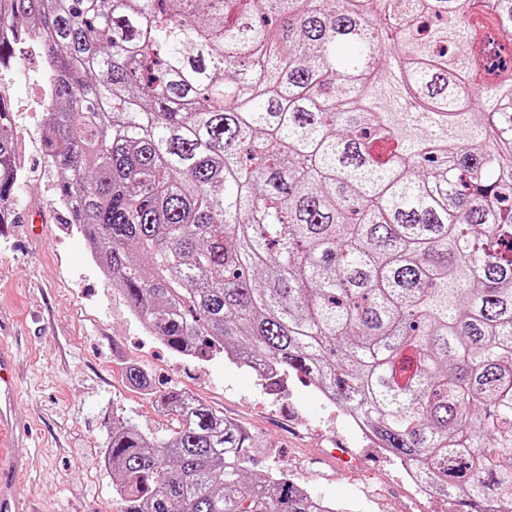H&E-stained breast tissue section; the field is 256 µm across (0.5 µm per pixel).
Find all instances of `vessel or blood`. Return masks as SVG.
<instances>
[{"label": "vessel or blood", "mask_w": 512, "mask_h": 512, "mask_svg": "<svg viewBox=\"0 0 512 512\" xmlns=\"http://www.w3.org/2000/svg\"><path fill=\"white\" fill-rule=\"evenodd\" d=\"M13 364L11 352L0 345V512H28L14 492V480L22 462L10 451L19 437L14 417L17 385Z\"/></svg>", "instance_id": "b4317fda"}]
</instances>
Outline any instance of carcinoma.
<instances>
[{"label":"carcinoma","instance_id":"1","mask_svg":"<svg viewBox=\"0 0 512 512\" xmlns=\"http://www.w3.org/2000/svg\"><path fill=\"white\" fill-rule=\"evenodd\" d=\"M14 18L47 39L56 203L146 332L301 373L426 488L512 512V0H0V62ZM154 398L170 437L112 419L121 512H339Z\"/></svg>","mask_w":512,"mask_h":512}]
</instances>
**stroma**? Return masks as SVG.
Returning a JSON list of instances; mask_svg holds the SVG:
<instances>
[{
	"label": "stroma",
	"instance_id": "35a3bbf8",
	"mask_svg": "<svg viewBox=\"0 0 512 512\" xmlns=\"http://www.w3.org/2000/svg\"><path fill=\"white\" fill-rule=\"evenodd\" d=\"M0 100L12 112L24 179L0 224V342L16 353V418L30 430L18 452L27 463L20 494L32 512H121L104 462L113 416L148 435H169L171 416L153 391L174 386L244 425L264 444L249 472L280 469L315 496L350 512H403L409 498L394 459L359 439L346 413L324 401L303 376L277 386L224 358L189 359L150 336L128 312L92 260L67 213L54 206L56 173L42 146L36 103L43 59L16 49ZM144 368L153 388L130 385L127 364ZM349 449L363 473L339 475L327 462Z\"/></svg>",
	"mask_w": 512,
	"mask_h": 512
}]
</instances>
